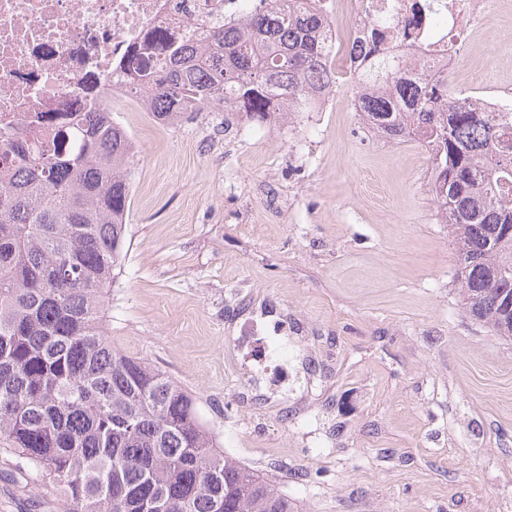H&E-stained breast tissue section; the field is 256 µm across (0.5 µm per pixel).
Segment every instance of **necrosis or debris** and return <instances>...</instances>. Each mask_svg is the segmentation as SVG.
Returning a JSON list of instances; mask_svg holds the SVG:
<instances>
[{
	"label": "necrosis or debris",
	"mask_w": 512,
	"mask_h": 512,
	"mask_svg": "<svg viewBox=\"0 0 512 512\" xmlns=\"http://www.w3.org/2000/svg\"><path fill=\"white\" fill-rule=\"evenodd\" d=\"M245 2L188 0L179 9L174 0H0V141H43L25 113L69 108L88 88L115 106L112 85L129 48L154 56V30L202 36L236 19ZM279 6L323 16L324 41L334 52L379 31L373 65L410 75L427 63L447 80L449 93L512 124V89L462 79L456 66L468 36L486 21L488 0H279Z\"/></svg>",
	"instance_id": "necrosis-or-debris-1"
}]
</instances>
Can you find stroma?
Wrapping results in <instances>:
<instances>
[{
	"label": "stroma",
	"instance_id": "stroma-1",
	"mask_svg": "<svg viewBox=\"0 0 512 512\" xmlns=\"http://www.w3.org/2000/svg\"><path fill=\"white\" fill-rule=\"evenodd\" d=\"M512 88V9L460 62ZM340 83L273 128L114 111L136 155L113 344L197 398L227 455L299 512H512V341L463 311L426 153ZM269 336L279 390L237 350ZM0 512H67L0 450Z\"/></svg>",
	"mask_w": 512,
	"mask_h": 512
}]
</instances>
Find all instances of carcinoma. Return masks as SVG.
Segmentation results:
<instances>
[{"instance_id": "cac0c4a2", "label": "carcinoma", "mask_w": 512, "mask_h": 512, "mask_svg": "<svg viewBox=\"0 0 512 512\" xmlns=\"http://www.w3.org/2000/svg\"><path fill=\"white\" fill-rule=\"evenodd\" d=\"M322 24L270 0L206 44L156 30L163 62L129 52L122 91L167 125L217 110L271 128L312 111L336 75ZM355 90L376 136L432 145L430 191L465 311L511 341L512 134L424 66ZM36 119L56 138L0 143V446L61 489L68 512H298L224 454L191 392L104 329L128 239L130 134L96 97Z\"/></svg>"}]
</instances>
